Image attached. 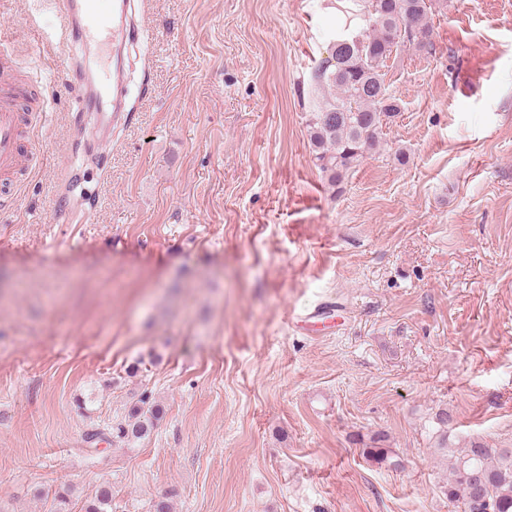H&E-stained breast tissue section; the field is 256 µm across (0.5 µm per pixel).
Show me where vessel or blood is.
I'll return each mask as SVG.
<instances>
[{"label":"vessel or blood","mask_w":512,"mask_h":512,"mask_svg":"<svg viewBox=\"0 0 512 512\" xmlns=\"http://www.w3.org/2000/svg\"><path fill=\"white\" fill-rule=\"evenodd\" d=\"M129 0H113L111 18H103L99 0H57L56 9L63 37L69 42L98 40L107 34H121ZM121 71L102 75L97 86L82 97L81 107L96 113L100 126L110 129L122 110ZM23 88L13 77L11 68L0 69V174L15 176L22 169L25 156L20 148V114L16 102Z\"/></svg>","instance_id":"1"}]
</instances>
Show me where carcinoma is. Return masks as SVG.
Wrapping results in <instances>:
<instances>
[{"label":"carcinoma","instance_id":"obj_1","mask_svg":"<svg viewBox=\"0 0 512 512\" xmlns=\"http://www.w3.org/2000/svg\"><path fill=\"white\" fill-rule=\"evenodd\" d=\"M432 5L433 0H366L360 38L335 41V63L323 61L314 70L321 97L309 119V140L315 166L332 184L340 185L345 174L379 146L384 122L399 111L386 87L384 68L393 53L407 45H431ZM449 423L447 411L436 414L439 450L448 457V501L462 512H512V448L498 450L481 441L450 448ZM150 426L147 412L136 411L117 427V436L142 438ZM383 441L384 435L376 434L363 454L378 464L386 462L391 450ZM471 473L480 476L481 489L468 480ZM111 499V489L104 487L85 512H106Z\"/></svg>","mask_w":512,"mask_h":512}]
</instances>
